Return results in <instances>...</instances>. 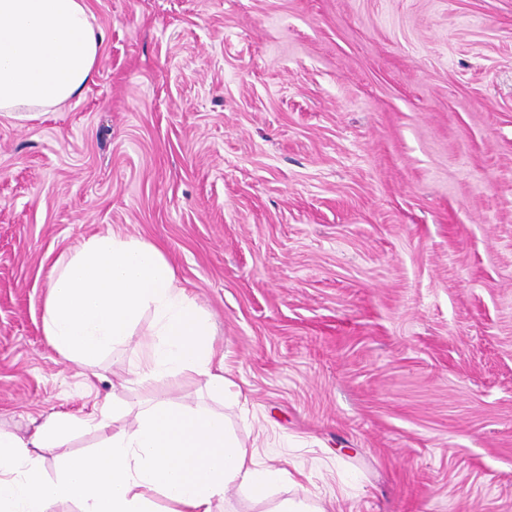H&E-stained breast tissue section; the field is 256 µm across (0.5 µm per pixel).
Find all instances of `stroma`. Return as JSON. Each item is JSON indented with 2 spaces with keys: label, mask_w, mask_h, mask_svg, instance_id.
I'll list each match as a JSON object with an SVG mask.
<instances>
[{
  "label": "stroma",
  "mask_w": 512,
  "mask_h": 512,
  "mask_svg": "<svg viewBox=\"0 0 512 512\" xmlns=\"http://www.w3.org/2000/svg\"><path fill=\"white\" fill-rule=\"evenodd\" d=\"M98 73L0 112V430L211 404L289 472L215 512H512V0H89ZM159 246L239 397L140 386L152 316L84 368L55 263Z\"/></svg>",
  "instance_id": "obj_1"
}]
</instances>
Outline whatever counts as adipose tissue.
Masks as SVG:
<instances>
[{
	"mask_svg": "<svg viewBox=\"0 0 512 512\" xmlns=\"http://www.w3.org/2000/svg\"><path fill=\"white\" fill-rule=\"evenodd\" d=\"M104 41L87 0H0V112H47L79 96L98 72ZM152 339L137 362L140 383L205 376L209 391L230 396L212 372L215 331L204 309L178 288L173 268L154 244L115 233L91 237L51 277L43 330L68 360L95 364L127 344L144 313ZM123 406L106 402L86 416L61 414L30 438L0 431V512H49L70 502L78 512H213L227 489L263 493L284 472L260 467L212 409L158 401L127 430L84 456L62 453L75 432L104 426ZM42 448L57 449L47 479Z\"/></svg>",
	"mask_w": 512,
	"mask_h": 512,
	"instance_id": "ef3b65f1",
	"label": "adipose tissue"
}]
</instances>
